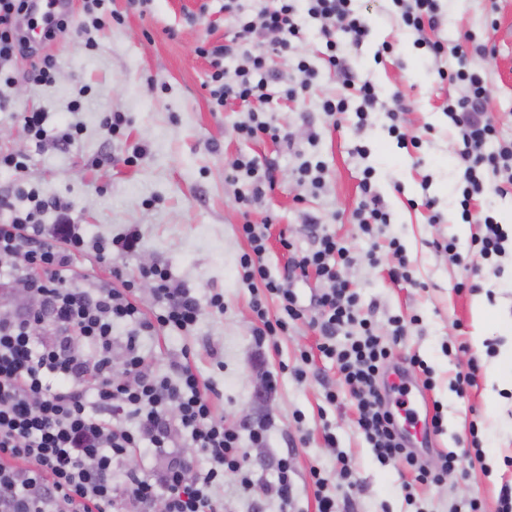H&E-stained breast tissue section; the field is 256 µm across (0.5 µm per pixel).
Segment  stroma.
Wrapping results in <instances>:
<instances>
[{
	"mask_svg": "<svg viewBox=\"0 0 512 512\" xmlns=\"http://www.w3.org/2000/svg\"><path fill=\"white\" fill-rule=\"evenodd\" d=\"M224 2L153 0L142 15L128 0H110L109 9L123 17L117 24L94 22L84 0H72L68 31L52 41L32 38L7 66L13 82L0 84V130L7 133L0 151L27 157L25 184L40 198L71 202L75 228L86 241L137 237L132 251L113 247L108 263L77 256L78 275L118 288L138 277L147 260L166 267L197 300L200 316L190 332L145 334L140 347L161 375L169 374L172 360L188 355L211 385L215 411L227 418L229 428L269 423L264 445L242 443L253 464L252 486L243 487L240 474L233 472L213 490L226 512H316L314 467L327 477L328 494L340 504L352 501L354 512H450L472 499L480 500L485 512H497L502 485H512V392L496 384L505 374L499 352L512 341V253L501 258V275H494L492 263H483L480 276L467 287L462 266L439 248L452 240L461 255H468L479 231L459 217L456 142L443 112L448 99L460 96L461 86L440 81L415 33L392 20L391 0H358L371 33L352 66L382 97L396 91L405 96L410 104L406 126L422 138L421 148L398 143L382 111L371 113L363 126L352 111L333 123L320 102L340 82L326 69L303 110L282 101L268 107L272 123L294 134L293 149L268 139L241 140L234 128L246 109H214L204 87L210 64L197 52L202 40L220 43L232 35ZM441 5L436 36L445 45L455 46L466 31L475 43L494 44V56H473L467 65L484 70L491 90L488 109L501 136L512 139V0H442ZM385 42L394 51L378 56ZM47 53L58 61L53 82H31V71ZM29 111L47 114L48 135L42 140L23 129L22 115ZM113 113L124 119L114 135L104 127ZM310 125L319 134L313 143L307 139ZM69 127L76 129L77 141L60 147L57 140ZM358 145L367 148L366 156L355 153ZM240 154L276 167L273 188L247 213L237 203L239 185L228 166ZM129 156L134 159L130 165L125 162ZM308 159L326 164L325 185L316 193L294 176ZM367 168L392 215L391 224L371 237L351 221ZM425 195L435 199L439 223L429 221L434 210L419 207ZM309 213L358 253L346 275L358 294L361 316L374 323L391 350L390 364L400 365L415 384L432 380L434 387L424 396L440 402L443 431L422 460L432 467L443 454L456 452L460 463L447 480L420 483L402 463L377 461L335 364L315 352L320 333L310 319L292 324L287 335L266 347L265 368L277 385L272 394L262 392L254 368V291L238 273L248 243L238 228L246 220L260 224L272 217L266 263L280 276L288 265L281 238L303 250L313 244L305 222ZM394 237L406 249L418 287L392 283L387 276V244ZM373 248L380 260L376 266L365 258ZM216 294L224 297L223 310L210 305ZM393 316L403 320L405 336H393ZM305 352L313 353L312 362L302 363ZM473 361L479 365L473 386L456 394L452 381ZM298 367L305 369L304 379L294 377ZM331 386L341 395L334 406L325 400ZM473 425L482 446L478 452L467 442ZM328 429L336 436L332 448L324 438ZM284 456L292 461L296 487L286 509L265 492ZM344 466L351 469L352 482L340 478Z\"/></svg>",
	"mask_w": 512,
	"mask_h": 512,
	"instance_id": "1",
	"label": "stroma"
}]
</instances>
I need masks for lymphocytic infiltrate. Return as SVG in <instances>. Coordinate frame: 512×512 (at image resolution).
I'll use <instances>...</instances> for the list:
<instances>
[{
	"instance_id": "obj_1",
	"label": "lymphocytic infiltrate",
	"mask_w": 512,
	"mask_h": 512,
	"mask_svg": "<svg viewBox=\"0 0 512 512\" xmlns=\"http://www.w3.org/2000/svg\"><path fill=\"white\" fill-rule=\"evenodd\" d=\"M275 2V7L253 16L226 0L225 11L234 15V36L220 45L202 43L198 51L210 60L207 88L213 102L249 108L247 119L236 127L237 135L287 143L288 132L263 120L262 106L276 96L289 102L305 99L319 71L299 56L300 81H285L269 67L271 55L296 52L304 28L314 20L325 41V61L335 68L349 51L363 46L369 24L355 0ZM392 2L397 22L418 33L433 57H442L445 46L432 37L441 24L440 0ZM36 12L34 0H0V67L28 42L17 17L30 19ZM471 39V34H462L455 47L461 67L439 71L438 76L463 86L462 95L444 109L458 137L456 156L463 173L457 205L463 223L480 226L472 251L488 260L504 255L512 236L493 215L480 210L478 202L490 193L512 194V141L499 138L487 108L484 76L463 65ZM228 59L236 60L234 69L225 68ZM400 101L397 93L382 100L370 80L351 75L340 92L322 100L321 110L334 117L352 109L363 121L371 112L385 111L391 121L389 133L398 141L419 145V137H406L402 130ZM362 192L352 220L369 236L375 226L391 223L392 215L370 178H363ZM26 198L30 209L13 211L10 220L0 224V298L18 283L31 300L29 308L0 317V512H113L120 502L128 512H153L159 500L166 512H221L212 490L223 483L225 472L242 473L243 484L251 482V464L239 445V433L215 415L206 383L189 364L173 361L174 377L157 375L146 365L139 344L144 332L194 327L199 317L194 298L158 265L141 272L157 283L160 310L150 318L132 298L136 281H125L119 288L103 280L72 285L76 257L86 254L105 262L109 241L88 243L72 233L70 203L58 199L50 204L32 192ZM50 207L58 214L53 239L41 224L42 213ZM306 222L316 232L317 245L292 251L288 266L299 278L313 273L326 283L306 306L267 266V237L261 227L248 222L240 227L248 242L239 258L242 279L279 302V314L272 318L262 297L253 300L257 348L285 334L291 323L304 318L307 308H314L324 338L320 350L335 361L348 385L358 411L357 425L376 459L401 461L418 481L440 482L456 469L458 456L448 452L439 466L427 469L398 434L395 413L381 393L390 352L371 323L357 318L358 296L345 276L356 261L354 253L335 235L322 231L318 217L307 216ZM119 324L128 328L121 339L113 335ZM355 325L361 329L359 337L336 346V336ZM117 348L123 351L118 370L113 367ZM119 413L131 418V426L113 424ZM182 430L189 431L198 462L182 457L176 441ZM135 448L164 458L153 478L125 469L124 460Z\"/></svg>"
}]
</instances>
